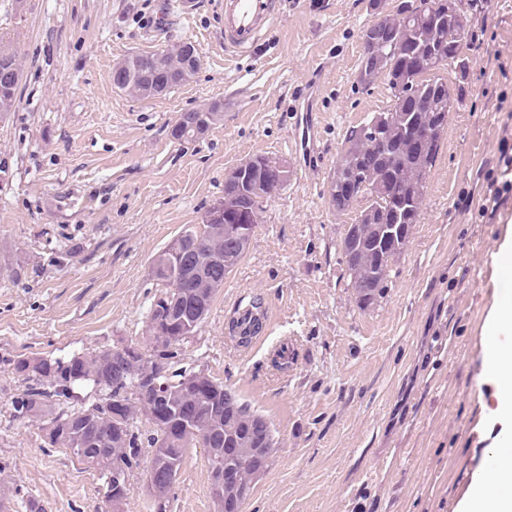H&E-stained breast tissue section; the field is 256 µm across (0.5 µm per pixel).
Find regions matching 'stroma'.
Returning a JSON list of instances; mask_svg holds the SVG:
<instances>
[{"instance_id": "obj_1", "label": "stroma", "mask_w": 512, "mask_h": 512, "mask_svg": "<svg viewBox=\"0 0 512 512\" xmlns=\"http://www.w3.org/2000/svg\"><path fill=\"white\" fill-rule=\"evenodd\" d=\"M0 0V42L23 70L0 117V501L9 512H112L97 468L44 445L15 416L19 354L64 357L149 348L166 289L153 261L224 195L228 173L282 158L288 184L262 200L249 247L215 295L179 367L202 370L264 416L277 450L242 512H465L512 423L492 410L499 378L482 363L512 277L491 256L512 233V197L485 212L512 145V0H461L469 21L464 94L448 116L425 204L388 287L362 307L328 185L348 131L392 104L385 78L356 87L364 29L402 0H280L252 52L224 49L215 0ZM193 42L202 65L170 94L116 89L129 56ZM223 106L183 143L182 112ZM266 302L272 331L237 347L231 324ZM166 512H217L206 452L189 449Z\"/></svg>"}]
</instances>
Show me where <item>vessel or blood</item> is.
I'll use <instances>...</instances> for the list:
<instances>
[{"mask_svg":"<svg viewBox=\"0 0 512 512\" xmlns=\"http://www.w3.org/2000/svg\"><path fill=\"white\" fill-rule=\"evenodd\" d=\"M280 0H218L217 13L224 29L225 47L247 52L253 49L261 34L267 31L278 14ZM267 309L239 311V331L243 334L244 348H252L261 336L252 330L255 316H267Z\"/></svg>","mask_w":512,"mask_h":512,"instance_id":"1","label":"vessel or blood"}]
</instances>
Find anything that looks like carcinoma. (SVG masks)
<instances>
[{"mask_svg": "<svg viewBox=\"0 0 512 512\" xmlns=\"http://www.w3.org/2000/svg\"><path fill=\"white\" fill-rule=\"evenodd\" d=\"M423 0H412L400 7L396 17L384 19L379 44L368 59L361 60L363 86L385 75L395 80L408 68L418 69L421 81L407 103L396 111L408 112L418 127L430 130L429 139L414 147V133L402 124L387 123L380 137H365L356 126L347 132L340 158L344 162V179L336 187V212L348 211L355 197L366 200L373 220L364 224L361 247L346 260L350 283L368 293L366 303L383 295L389 266L398 253L377 243L374 228L380 224H403L412 230L424 204V174L434 166L448 116L460 94L448 98V82L431 72V60L441 59L466 68V58L454 47L455 36L448 26V7L458 0H430L431 14L416 27L404 22V14L419 10ZM403 52L392 50L393 44ZM194 49L184 42L173 49L156 51L164 65L169 88L188 82L184 76L187 51ZM223 106L214 104L198 113L185 114L188 120L212 126L220 122ZM225 212L237 214L255 205V200L224 182ZM235 225L203 224L201 228L182 231L168 248L154 259L153 272L176 283L175 308L178 313L194 308L205 300L212 302L224 279V235ZM166 295L153 301L149 311L151 349L136 347L100 349L90 355L74 354L66 358L17 355L9 360L13 371L25 383L23 392L13 401L17 417L41 422L44 444L50 448H68L82 463L105 472L106 488L112 489V464L131 471L140 467L148 454L147 475L160 464L158 452L176 468H181L186 448H213L224 455V441L236 438L239 455L249 454L252 422L256 412L245 403L224 412V386L204 376L194 382L187 370L174 368L181 355L186 335L197 332L179 321L169 325L159 321ZM154 378L170 383V391L159 400H144L134 392V383ZM90 385L103 395L100 403L46 418L48 403L76 400L79 390ZM145 417L151 429L142 433L136 426Z\"/></svg>", "mask_w": 512, "mask_h": 512, "instance_id": "1", "label": "carcinoma"}]
</instances>
